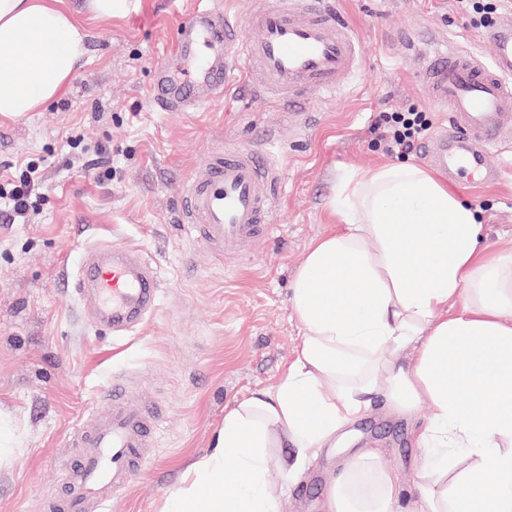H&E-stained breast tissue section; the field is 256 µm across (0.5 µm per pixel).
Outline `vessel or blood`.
Returning <instances> with one entry per match:
<instances>
[{"label": "vessel or blood", "instance_id": "obj_1", "mask_svg": "<svg viewBox=\"0 0 512 512\" xmlns=\"http://www.w3.org/2000/svg\"><path fill=\"white\" fill-rule=\"evenodd\" d=\"M484 39L490 47L485 61L446 43L415 53L429 99L448 114L449 128L438 134L431 159L456 181L473 172L496 177L490 156L512 144V10ZM175 47L184 68L158 66L153 85L157 104L170 112H188L222 96L237 73L300 109L310 94L341 89L360 59L355 31L336 18L326 0H276L243 19L198 7L178 22ZM273 179L271 159L262 149L210 155L180 199L183 220L208 243L239 253L243 243L275 229ZM73 286L94 290L100 321L120 334L154 311L161 291L149 261L118 249L105 260L95 255L84 260ZM101 403L94 427L77 434L81 463L69 473L64 496L51 504V512H88L93 505L105 512L146 461L144 450L149 434L160 427L159 415L124 401L117 382Z\"/></svg>", "mask_w": 512, "mask_h": 512}]
</instances>
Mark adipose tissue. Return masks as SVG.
Instances as JSON below:
<instances>
[{
  "label": "adipose tissue",
  "mask_w": 512,
  "mask_h": 512,
  "mask_svg": "<svg viewBox=\"0 0 512 512\" xmlns=\"http://www.w3.org/2000/svg\"><path fill=\"white\" fill-rule=\"evenodd\" d=\"M84 22V21H83ZM67 0H0V116L62 97L88 32ZM338 230L292 283L300 350L224 414L162 512H280L288 485L374 398L427 402L415 512H512V253L485 256L475 210L414 164L346 171ZM284 475L269 483L270 469ZM490 474L489 485L476 476ZM403 482L373 448L344 460L325 512H392Z\"/></svg>",
  "instance_id": "ef3b65f1"
}]
</instances>
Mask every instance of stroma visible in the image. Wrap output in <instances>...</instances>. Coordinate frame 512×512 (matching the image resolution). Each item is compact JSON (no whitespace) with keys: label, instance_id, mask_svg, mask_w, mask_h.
<instances>
[{"label":"stroma","instance_id":"obj_1","mask_svg":"<svg viewBox=\"0 0 512 512\" xmlns=\"http://www.w3.org/2000/svg\"><path fill=\"white\" fill-rule=\"evenodd\" d=\"M197 0H138L134 12L89 22L83 68L65 96L38 112L0 116V173L44 162L47 194L28 223L0 222V427L12 435L0 458V512H44L61 497L62 464L76 454L75 430L113 380L128 398L156 404L162 428L129 490L111 512H161L167 494L206 454L224 413L250 392L274 387L302 342L290 284L308 246L338 227L327 207L346 170L368 176L393 158L375 147L381 113L433 109L409 45L449 40L490 55L456 0H333L360 39V65L339 93L313 98L300 116L236 76L221 98L195 112H165L153 100V71L169 57L173 27ZM83 140L79 150L68 140ZM108 144L109 157L94 146ZM235 145L272 152L276 232L229 262L183 224L180 197L213 153ZM112 181L96 183L97 163ZM495 181L459 196L484 226L488 254L512 252V146ZM94 247L135 250L163 281L157 309L125 336L95 320V302L72 287ZM414 420L382 399L348 426L346 442L322 449L288 488L281 512H323L340 463L378 449L414 501L420 448Z\"/></svg>","mask_w":512,"mask_h":512}]
</instances>
